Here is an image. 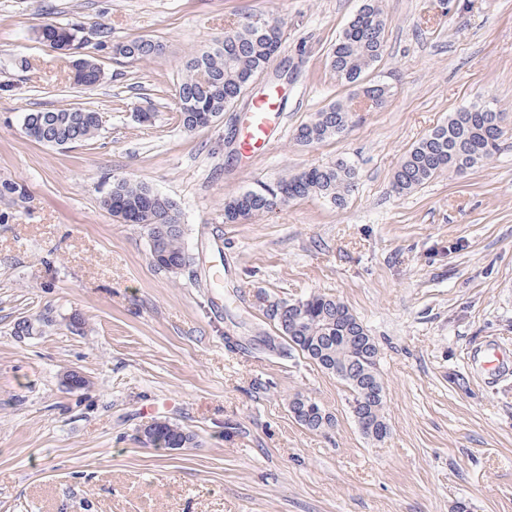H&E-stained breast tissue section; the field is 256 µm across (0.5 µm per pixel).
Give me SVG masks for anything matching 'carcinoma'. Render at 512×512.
I'll use <instances>...</instances> for the list:
<instances>
[{"instance_id":"obj_1","label":"carcinoma","mask_w":512,"mask_h":512,"mask_svg":"<svg viewBox=\"0 0 512 512\" xmlns=\"http://www.w3.org/2000/svg\"><path fill=\"white\" fill-rule=\"evenodd\" d=\"M263 14H254L231 23L224 41L210 45L187 60L185 73L176 89L177 112L182 127L191 132L212 122L244 94L246 81L268 69L273 60L274 35L259 30ZM387 18L379 0H363L356 16L343 29L333 46L330 67L336 79L357 86L361 99L377 105L384 102L388 89L380 83L362 84V76L382 58ZM98 46L129 60H147L162 54L163 45L148 37H136L112 45L110 32L98 30ZM39 38L56 52L73 58V79L79 86L91 87L102 79V71L81 54L88 43L80 25H51L40 29ZM358 107L349 100H338L314 113L296 130V140L304 145L321 144L344 133ZM503 113L484 102H473L450 113L448 121L434 128L406 153L392 182L398 194L410 193L435 176L450 172L458 175L490 162L501 150ZM24 119L45 130L55 146L66 148L87 142L102 129V116L87 107L54 108L29 112ZM356 170L344 159L286 175L272 185H260L232 196L224 202V220L237 223L269 213L288 203L309 196L324 198L341 207L355 183ZM104 206L127 224L148 227L150 255L155 266L168 272L189 263L184 247V230L176 203L144 184L119 179L104 197ZM291 305L277 322L288 346L311 360L323 359V370L336 377L349 392L350 407L363 424V435L376 443L385 441L381 425L387 421L385 390L374 361L370 338L363 325L345 304L325 294H310L287 301ZM290 405L300 410L301 425L309 431L324 430L326 410L311 396L297 393ZM153 448L171 451L186 448L194 436L182 427L165 421L150 433Z\"/></svg>"}]
</instances>
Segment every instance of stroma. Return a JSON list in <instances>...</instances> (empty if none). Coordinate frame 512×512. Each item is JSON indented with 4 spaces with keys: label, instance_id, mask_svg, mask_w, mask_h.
<instances>
[{
    "label": "stroma",
    "instance_id": "1",
    "mask_svg": "<svg viewBox=\"0 0 512 512\" xmlns=\"http://www.w3.org/2000/svg\"><path fill=\"white\" fill-rule=\"evenodd\" d=\"M361 5L0 0V184L14 187L0 195V512H512V0H382L370 77L386 102L301 145L298 126L354 92L330 55ZM257 12L283 30L270 65L284 76L281 120L270 150L246 156L251 95L189 132L174 94L192 54ZM46 23L164 50L130 61L87 45L104 78L77 86L37 37ZM479 99L506 115L500 154L397 194L411 146ZM72 106L102 115L93 140L65 149L22 133L26 113ZM340 158L357 172L344 207L309 197L225 223L228 197ZM123 177L177 203L184 271L155 267L145 226L103 206ZM314 292L343 301L379 346L384 442L361 434L335 376L262 343L271 304ZM486 344L504 351L499 368ZM70 370L88 386L68 389ZM297 392L334 426L299 425ZM156 419L194 444L156 452L140 437Z\"/></svg>",
    "mask_w": 512,
    "mask_h": 512
}]
</instances>
